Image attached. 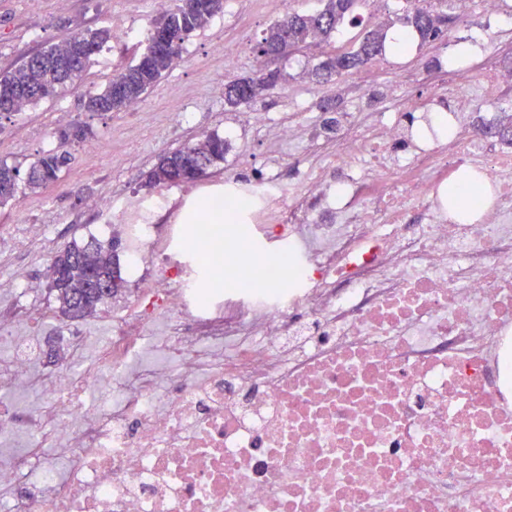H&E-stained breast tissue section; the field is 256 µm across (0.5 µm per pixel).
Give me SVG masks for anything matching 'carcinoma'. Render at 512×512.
Segmentation results:
<instances>
[{"mask_svg":"<svg viewBox=\"0 0 512 512\" xmlns=\"http://www.w3.org/2000/svg\"><path fill=\"white\" fill-rule=\"evenodd\" d=\"M318 2L319 7L312 12L290 13L274 22L256 46L257 56L272 60L287 58L310 46L316 35L323 41L334 38L338 46L312 67V76L327 82L357 72L386 54L387 31L382 27L365 28L356 37H347L349 30L363 23L358 13L362 0ZM223 12L224 0H173L162 12L161 22L172 37L169 53L158 55L152 51L157 32V27H152L141 56L115 70L104 88L88 96L87 110L120 112L140 100L173 68L191 37ZM455 22L456 18L448 10L433 8L427 0H413L397 16L399 28L412 31L413 36L423 42L449 41ZM111 41L110 30L85 28L26 55L17 67L0 72V112H21L64 92L81 80L93 57ZM285 82L286 75L281 70L262 68L252 77L229 82L224 87V104L232 109L250 105ZM86 134L87 131L78 126L62 133L59 147L38 158L23 178L18 167L0 160V205L14 200L22 187L34 191L56 182L71 160L66 144L80 141ZM227 150L224 137L213 132L166 154L146 175L145 186L200 180L207 176L211 167L224 162ZM84 258L91 259L99 280L110 283L116 278L122 279L115 241L103 244L93 238L84 245L68 246L53 259L51 269L57 270L61 277L50 283V291L66 315L74 301L83 305L86 316L94 314L101 305L98 297L85 288L81 270Z\"/></svg>","mask_w":512,"mask_h":512,"instance_id":"cac0c4a2","label":"carcinoma"}]
</instances>
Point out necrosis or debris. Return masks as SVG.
I'll return each mask as SVG.
<instances>
[{"label": "necrosis or debris", "mask_w": 512, "mask_h": 512, "mask_svg": "<svg viewBox=\"0 0 512 512\" xmlns=\"http://www.w3.org/2000/svg\"><path fill=\"white\" fill-rule=\"evenodd\" d=\"M465 108L418 147L399 118L344 126L350 179L311 176L279 234L197 225L220 284L173 251L184 225H126L152 284L95 345L60 336L54 369L19 333L49 314L23 304L34 282L0 281L22 300L0 309V390L35 398L0 406V512H512V149ZM463 167L495 190L469 224L433 201ZM269 236L253 270L232 261Z\"/></svg>", "instance_id": "necrosis-or-debris-1"}]
</instances>
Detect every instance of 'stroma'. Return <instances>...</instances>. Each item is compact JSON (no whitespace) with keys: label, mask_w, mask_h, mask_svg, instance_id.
<instances>
[{"label":"stroma","mask_w":512,"mask_h":512,"mask_svg":"<svg viewBox=\"0 0 512 512\" xmlns=\"http://www.w3.org/2000/svg\"><path fill=\"white\" fill-rule=\"evenodd\" d=\"M510 18L495 20L481 12L458 18L455 37L472 46L468 69L456 82L433 59L444 60L448 50L441 42L423 44L403 56H386L341 80H312L313 64L331 52L328 44L311 46L277 67L289 76L281 87L265 93L253 107L236 110L224 105L215 87L250 77L258 70L255 44L274 18L263 0H224V11L187 43L180 63L140 101L135 112H90L85 101L104 87L115 69L133 62L145 45L147 31L157 13L151 0H0V71L15 67L23 56L45 43L57 42L73 31L111 27L122 23L130 30L127 40L94 56L81 81L63 94L40 101L23 112H0V160L27 168L43 153L57 147L60 131L81 126L85 139L72 142L70 164L53 185L23 190L0 207V238L18 235L24 225L41 224L45 240L28 249H0V280L26 276L42 289L32 307L55 305L46 287L55 254L65 246L90 238L115 240L122 265L130 263L128 238L108 213L90 207L91 199L108 196L124 219L144 214L157 231L183 221V207L199 196L220 194L226 177L252 179L274 175L287 202H304V179L312 172L343 178L336 167V134L329 123L334 116L370 136L376 119L437 110L440 101L466 96L471 107L464 118L473 126L490 112L512 108V0ZM494 58L502 75L501 98L488 100L481 93L486 78L485 58ZM335 101L338 113L324 111ZM264 113L268 126L251 125V112ZM296 125L302 134L295 140L275 136L276 128ZM224 136L229 145L223 163L202 180L174 186L147 188L146 173L167 153L203 139L210 133ZM111 304L85 318L55 313L43 335L58 331L84 337L102 336Z\"/></svg>","instance_id":"35a3bbf8"}]
</instances>
